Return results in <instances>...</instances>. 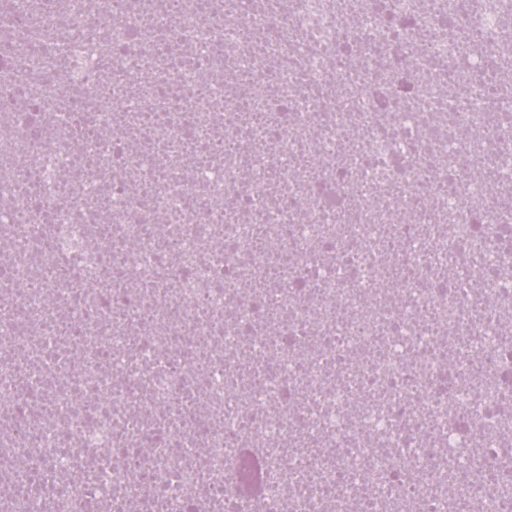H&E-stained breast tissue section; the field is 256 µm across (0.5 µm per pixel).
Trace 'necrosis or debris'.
Returning <instances> with one entry per match:
<instances>
[{"instance_id": "obj_1", "label": "necrosis or debris", "mask_w": 512, "mask_h": 512, "mask_svg": "<svg viewBox=\"0 0 512 512\" xmlns=\"http://www.w3.org/2000/svg\"><path fill=\"white\" fill-rule=\"evenodd\" d=\"M511 70L512 0H0V512H512Z\"/></svg>"}]
</instances>
